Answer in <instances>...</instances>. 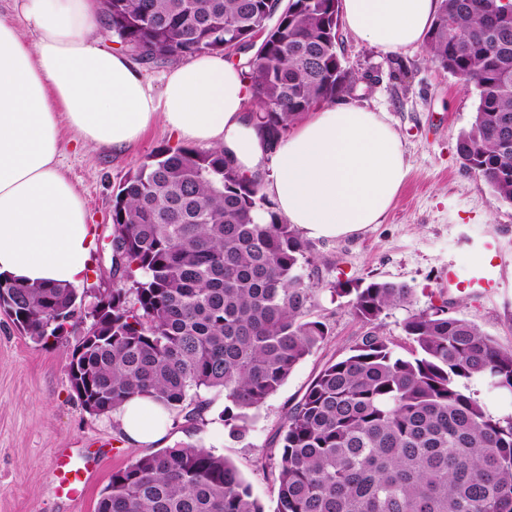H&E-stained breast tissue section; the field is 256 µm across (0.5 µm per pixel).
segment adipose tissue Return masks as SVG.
Wrapping results in <instances>:
<instances>
[{
	"mask_svg": "<svg viewBox=\"0 0 512 512\" xmlns=\"http://www.w3.org/2000/svg\"><path fill=\"white\" fill-rule=\"evenodd\" d=\"M36 37L0 18V275L45 285L85 277L94 229L61 173L60 121L83 144L120 152L162 124L178 140L228 153L242 172L270 164L278 213L308 238L381 223L407 175L402 143L383 114L346 102L302 115L267 150L247 112L241 70L203 54L163 76L152 94L139 69L105 49L99 0H20ZM438 0H341L349 32L389 51L424 41ZM130 447L162 444L169 414L148 397L116 411Z\"/></svg>",
	"mask_w": 512,
	"mask_h": 512,
	"instance_id": "obj_1",
	"label": "adipose tissue"
}]
</instances>
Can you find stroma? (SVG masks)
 Returning a JSON list of instances; mask_svg holds the SVG:
<instances>
[{
    "mask_svg": "<svg viewBox=\"0 0 512 512\" xmlns=\"http://www.w3.org/2000/svg\"><path fill=\"white\" fill-rule=\"evenodd\" d=\"M344 66L360 81L348 101L385 113L398 132L408 175L382 223L334 239L310 240L315 307L331 336L293 370L277 394L259 410L249 438L236 442L216 420L224 395L210 392L202 420L174 417L170 445L191 443L229 458L263 503L272 504L278 486L258 467L277 448L276 432L288 407L330 360L349 354L367 328L352 314L351 297L331 293L332 284L376 278L404 282L414 289L408 308L391 310L381 331L398 354L412 344L402 330L410 311L447 306L464 314L506 349H512V204L496 197L469 173L456 151L457 138L475 115L477 98L454 75L431 62L424 46L390 52L341 30ZM60 169L84 198L94 226L91 267L79 283L82 308L96 292L112 288L110 273L112 193L120 182L161 145L177 140L162 125L150 127L128 151L113 153L82 145L61 125ZM497 241L508 260L497 268L500 286L488 295L449 288V267L460 279L487 261L484 245ZM71 345L34 343L0 311V512H95L113 470L141 454L128 447L117 421L94 416L73 391L67 365ZM61 450H86L104 461L75 504L53 490L51 460Z\"/></svg>",
    "mask_w": 512,
    "mask_h": 512,
    "instance_id": "1",
    "label": "stroma"
}]
</instances>
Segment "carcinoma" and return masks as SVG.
I'll list each match as a JSON object with an SVG mask.
<instances>
[{
  "label": "carcinoma",
  "instance_id": "cac0c4a2",
  "mask_svg": "<svg viewBox=\"0 0 512 512\" xmlns=\"http://www.w3.org/2000/svg\"><path fill=\"white\" fill-rule=\"evenodd\" d=\"M340 0H101V25L142 64L252 46L244 65L258 133L269 146L302 114L352 93L338 53ZM500 0H439L429 59L472 84L473 122L457 139L464 168L512 204V18ZM121 281L86 312L68 364L99 414L149 395L194 418L224 392L218 420L244 440L256 412L328 337L313 316L309 246L224 150L157 147L113 192ZM354 295L370 327L326 363L277 432L273 512H512V414L469 392L481 379L512 396V349L464 315L413 312L401 356L377 328L414 288L371 279ZM78 293L0 276V303L37 344L69 341ZM96 512H266L224 456L164 448L112 472Z\"/></svg>",
  "mask_w": 512,
  "mask_h": 512
}]
</instances>
